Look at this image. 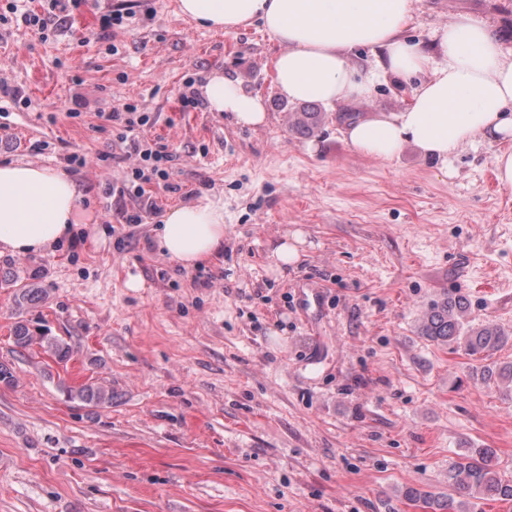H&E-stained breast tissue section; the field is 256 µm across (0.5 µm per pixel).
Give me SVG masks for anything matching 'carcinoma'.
<instances>
[{"instance_id":"1","label":"carcinoma","mask_w":512,"mask_h":512,"mask_svg":"<svg viewBox=\"0 0 512 512\" xmlns=\"http://www.w3.org/2000/svg\"><path fill=\"white\" fill-rule=\"evenodd\" d=\"M42 288L24 286L17 289L14 297L16 314L44 298ZM420 334L436 344L461 350L475 361H485L490 355L512 340L507 332L495 324L473 326L466 320V306L456 297L446 295L432 304L424 313ZM14 345L27 349L34 344L47 348L60 362L71 356V347L55 336H37L25 320L15 322L12 328ZM482 381L488 383H512V362L494 370H481ZM75 397L95 407L112 404V391L98 384H88L76 390ZM493 448H476L448 467V491L435 493L410 487L403 497L425 512H475L476 501L512 502V480H505L496 469Z\"/></svg>"}]
</instances>
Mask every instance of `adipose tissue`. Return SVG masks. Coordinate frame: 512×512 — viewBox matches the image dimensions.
I'll return each mask as SVG.
<instances>
[{"mask_svg": "<svg viewBox=\"0 0 512 512\" xmlns=\"http://www.w3.org/2000/svg\"><path fill=\"white\" fill-rule=\"evenodd\" d=\"M180 13L198 25L231 32L261 21L281 50L274 79L293 103L366 97L372 76L422 75L402 112H374L351 121L345 140L357 153L391 159L406 147L447 161L481 138H512V51L482 20L459 16L440 29L429 52L399 37L411 18L412 0H178ZM360 47L372 48L364 75L350 63ZM210 111L257 127L267 112L261 96L239 80L210 75L202 87ZM77 184L63 171L34 164L0 163V247L28 255L45 252L86 224ZM156 244L160 253L191 268L224 245V209L212 202L182 204L165 215Z\"/></svg>", "mask_w": 512, "mask_h": 512, "instance_id": "obj_1", "label": "adipose tissue"}]
</instances>
